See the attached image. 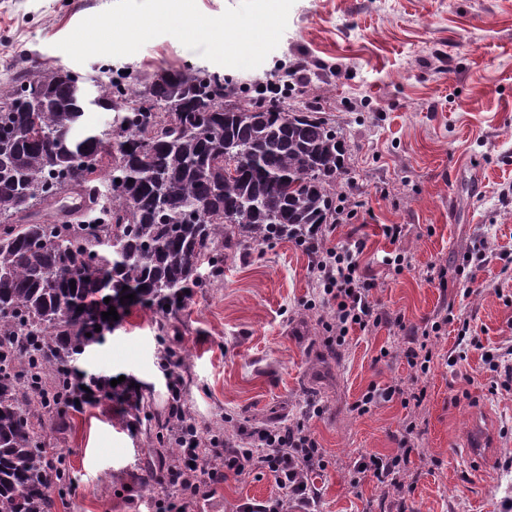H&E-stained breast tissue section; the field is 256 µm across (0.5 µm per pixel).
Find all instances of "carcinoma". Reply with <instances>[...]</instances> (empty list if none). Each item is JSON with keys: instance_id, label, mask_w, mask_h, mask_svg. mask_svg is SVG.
Listing matches in <instances>:
<instances>
[{"instance_id": "cac0c4a2", "label": "carcinoma", "mask_w": 512, "mask_h": 512, "mask_svg": "<svg viewBox=\"0 0 512 512\" xmlns=\"http://www.w3.org/2000/svg\"><path fill=\"white\" fill-rule=\"evenodd\" d=\"M307 70L299 61L273 75L280 90L245 101L204 69L142 89L104 68L91 80L112 126L82 136L76 76L43 67L0 85V512H53L68 481L65 462L46 460L45 429L66 414L87 331L108 328L97 306L133 294L169 315L224 249L330 223L347 147L319 106L290 103ZM36 88L34 111L19 108ZM146 94L176 111H142ZM67 190L78 205L54 209Z\"/></svg>"}]
</instances>
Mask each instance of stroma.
I'll return each instance as SVG.
<instances>
[{"label": "stroma", "mask_w": 512, "mask_h": 512, "mask_svg": "<svg viewBox=\"0 0 512 512\" xmlns=\"http://www.w3.org/2000/svg\"><path fill=\"white\" fill-rule=\"evenodd\" d=\"M113 0H0V72L51 65L82 76L100 66L142 82L168 67L204 68L247 89L286 62L311 63L304 88L349 146L342 181L357 192L349 223L328 231L327 244L360 238L362 268L376 299L407 323L452 312L455 321L432 345L428 373L405 358L407 337L381 326L328 346L332 312L306 303L318 293L309 257L288 239L224 252L211 286L197 288L164 318L138 304L86 346L74 366L85 377H124L140 388L138 423L120 397L67 411L47 431L72 482L55 512H154L160 489L143 477L168 448L155 434L168 416V383L201 434L234 437L239 427L303 419L328 461L311 474L321 512H505L512 499V390L487 357L512 349V0H296L278 47L258 68L214 64L162 35L125 57L72 61L56 49L84 18ZM387 224L405 227L397 243ZM488 262L476 282L456 275L480 242ZM397 251L410 265L387 273L382 258ZM448 269L440 287L434 272ZM469 321L481 349L459 352L458 321ZM167 333H160V323ZM175 350L179 368L166 366ZM425 390L420 406L400 398L367 413L354 403L370 385ZM321 414H305L308 401ZM415 421L413 435L404 432ZM496 439L495 463L480 466L465 451L475 423ZM415 446L408 465L415 483L405 498L372 476H356L359 455L392 456L403 437ZM277 491L254 473L217 487L197 512H236Z\"/></svg>", "instance_id": "obj_1"}]
</instances>
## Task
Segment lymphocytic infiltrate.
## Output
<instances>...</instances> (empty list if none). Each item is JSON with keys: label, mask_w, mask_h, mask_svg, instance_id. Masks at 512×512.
Masks as SVG:
<instances>
[{"label": "lymphocytic infiltrate", "mask_w": 512, "mask_h": 512, "mask_svg": "<svg viewBox=\"0 0 512 512\" xmlns=\"http://www.w3.org/2000/svg\"><path fill=\"white\" fill-rule=\"evenodd\" d=\"M303 249L309 269L320 288V302L332 317L325 330L330 344L344 346L350 331H366L380 325L406 330L403 318L383 310L374 299L373 282L360 269L358 258L365 243L355 239L326 246L324 229H317ZM168 416L170 442L177 453L171 463L153 472L163 490L156 512H193L199 500L209 499L215 488L229 478L260 470L271 475L278 495L258 503L245 502L238 512H318V496L310 474L326 469L324 452L303 421L295 420L274 429H239L236 439L212 435L202 439L186 413L179 387H172ZM413 451L404 446L390 457L364 456L353 465L355 473L370 474L379 483L403 490L406 462Z\"/></svg>", "instance_id": "lymphocytic-infiltrate-1"}]
</instances>
